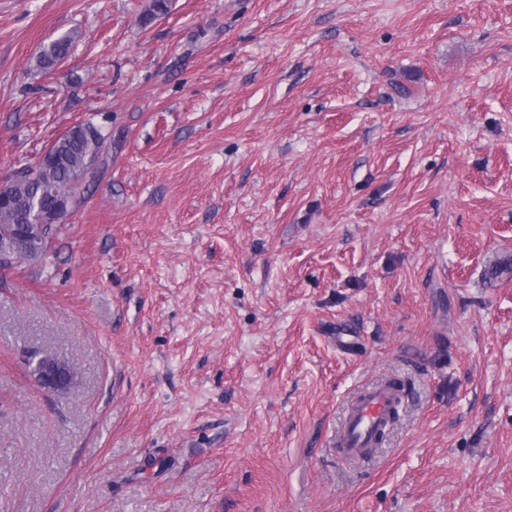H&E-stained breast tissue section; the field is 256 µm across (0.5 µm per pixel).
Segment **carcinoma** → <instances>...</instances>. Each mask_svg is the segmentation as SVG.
Listing matches in <instances>:
<instances>
[{
  "instance_id": "carcinoma-1",
  "label": "carcinoma",
  "mask_w": 512,
  "mask_h": 512,
  "mask_svg": "<svg viewBox=\"0 0 512 512\" xmlns=\"http://www.w3.org/2000/svg\"><path fill=\"white\" fill-rule=\"evenodd\" d=\"M73 43L70 34L51 41L37 56V66L43 70L53 68L69 56ZM105 142L106 136L91 137L83 132L82 125H75L50 146L61 161L18 173L12 187L14 195L23 201L42 193L45 198L40 203L46 205L51 197L72 193L75 176L85 172L89 158L103 149Z\"/></svg>"
}]
</instances>
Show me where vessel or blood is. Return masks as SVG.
<instances>
[{"instance_id":"vessel-or-blood-1","label":"vessel or blood","mask_w":512,"mask_h":512,"mask_svg":"<svg viewBox=\"0 0 512 512\" xmlns=\"http://www.w3.org/2000/svg\"><path fill=\"white\" fill-rule=\"evenodd\" d=\"M393 402L394 393L384 384L365 390L353 401L339 431V440L347 456L355 459L367 457Z\"/></svg>"}]
</instances>
